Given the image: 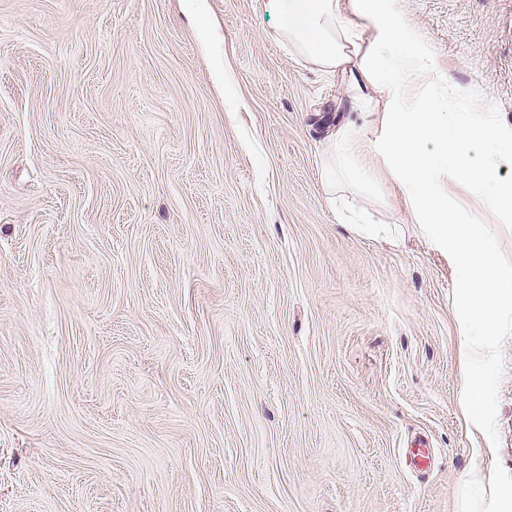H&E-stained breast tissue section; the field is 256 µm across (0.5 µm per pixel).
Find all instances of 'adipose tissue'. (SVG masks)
<instances>
[{"mask_svg":"<svg viewBox=\"0 0 512 512\" xmlns=\"http://www.w3.org/2000/svg\"><path fill=\"white\" fill-rule=\"evenodd\" d=\"M281 37L300 56L346 78L363 107L361 123L343 122L328 142L323 169L329 194L360 187L370 171L352 165L369 149L386 167L395 189L420 231L447 247L458 260L468 324L461 332L459 367L471 378L478 339L498 327L504 301L512 299V265L499 258L486 227L461 220L449 205L442 176L463 183L512 223V136L485 112H466L465 97L453 82H441L432 54L413 45L396 14L378 9L376 0H283ZM441 83L454 120L414 107L417 83ZM488 145L483 163L471 154Z\"/></svg>","mask_w":512,"mask_h":512,"instance_id":"obj_1","label":"adipose tissue"}]
</instances>
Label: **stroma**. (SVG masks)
Here are the masks:
<instances>
[{
    "mask_svg": "<svg viewBox=\"0 0 512 512\" xmlns=\"http://www.w3.org/2000/svg\"><path fill=\"white\" fill-rule=\"evenodd\" d=\"M512 131V0H379ZM280 0H0V512H512V333L464 419L457 261L322 180L347 82ZM451 198L512 228L464 186ZM428 469L412 460L415 441Z\"/></svg>",
    "mask_w": 512,
    "mask_h": 512,
    "instance_id": "1",
    "label": "stroma"
}]
</instances>
